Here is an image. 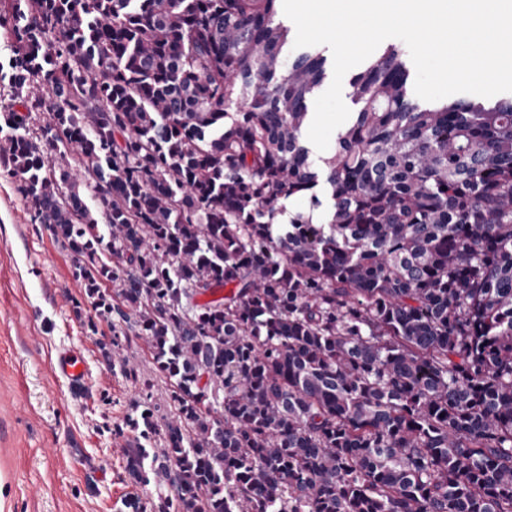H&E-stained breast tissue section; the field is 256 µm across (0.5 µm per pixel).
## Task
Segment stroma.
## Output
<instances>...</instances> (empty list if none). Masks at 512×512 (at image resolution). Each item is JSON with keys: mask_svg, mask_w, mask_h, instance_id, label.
Listing matches in <instances>:
<instances>
[{"mask_svg": "<svg viewBox=\"0 0 512 512\" xmlns=\"http://www.w3.org/2000/svg\"><path fill=\"white\" fill-rule=\"evenodd\" d=\"M74 263L45 225L32 223L0 166V512H118L128 495L168 490L127 478L125 443L112 429L140 389L104 361L98 340L112 321L83 302ZM71 347L86 361L78 386L53 371L57 353Z\"/></svg>", "mask_w": 512, "mask_h": 512, "instance_id": "35a3bbf8", "label": "stroma"}]
</instances>
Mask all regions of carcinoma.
Masks as SVG:
<instances>
[{
	"mask_svg": "<svg viewBox=\"0 0 512 512\" xmlns=\"http://www.w3.org/2000/svg\"><path fill=\"white\" fill-rule=\"evenodd\" d=\"M279 2L0 0V164L141 386L126 473L169 484L122 512H512V98L421 105L389 44L317 163ZM124 350L129 356L134 357L141 365L145 375L154 376V397L158 402L163 403L168 388V381L163 377H155V374H153L152 364L149 363L150 357L148 356L142 341L137 339L135 336H130L129 342L124 345Z\"/></svg>",
	"mask_w": 512,
	"mask_h": 512,
	"instance_id": "carcinoma-1",
	"label": "carcinoma"
}]
</instances>
